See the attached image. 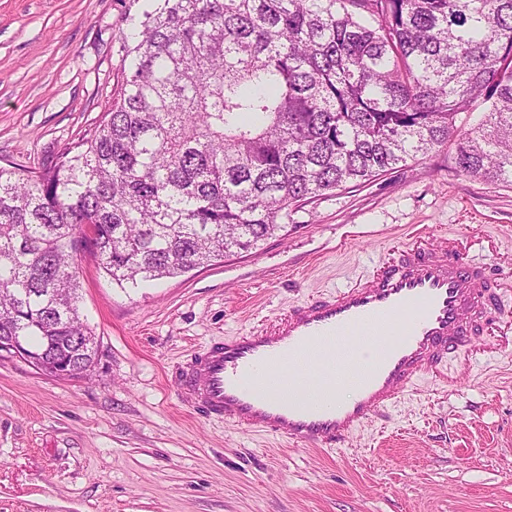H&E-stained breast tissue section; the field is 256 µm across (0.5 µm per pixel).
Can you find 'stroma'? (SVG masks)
I'll list each match as a JSON object with an SVG mask.
<instances>
[{"label":"stroma","mask_w":512,"mask_h":512,"mask_svg":"<svg viewBox=\"0 0 512 512\" xmlns=\"http://www.w3.org/2000/svg\"><path fill=\"white\" fill-rule=\"evenodd\" d=\"M151 0H0V165L34 170L99 122ZM451 148L295 209L257 249L121 288L76 259L89 375L0 357V512H512V185ZM462 243L498 301L474 355L423 379L342 450L292 447L192 409L205 346L371 277L409 237Z\"/></svg>","instance_id":"35a3bbf8"}]
</instances>
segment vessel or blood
Masks as SVG:
<instances>
[{"label": "vessel or blood", "mask_w": 512, "mask_h": 512, "mask_svg": "<svg viewBox=\"0 0 512 512\" xmlns=\"http://www.w3.org/2000/svg\"><path fill=\"white\" fill-rule=\"evenodd\" d=\"M490 286L487 267L466 261L457 240L408 247L363 282L195 353L178 386L207 415L292 446L339 448L417 380L444 378L447 356L486 325ZM346 336L371 339L377 354L336 356ZM338 382L346 399L323 396Z\"/></svg>", "instance_id": "1"}]
</instances>
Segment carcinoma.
<instances>
[{
	"label": "carcinoma",
	"instance_id": "obj_1",
	"mask_svg": "<svg viewBox=\"0 0 512 512\" xmlns=\"http://www.w3.org/2000/svg\"><path fill=\"white\" fill-rule=\"evenodd\" d=\"M132 40L97 126L0 166V331L47 358L97 357L82 252L122 288L175 277L450 141L459 172L512 184V0H158Z\"/></svg>",
	"mask_w": 512,
	"mask_h": 512
}]
</instances>
